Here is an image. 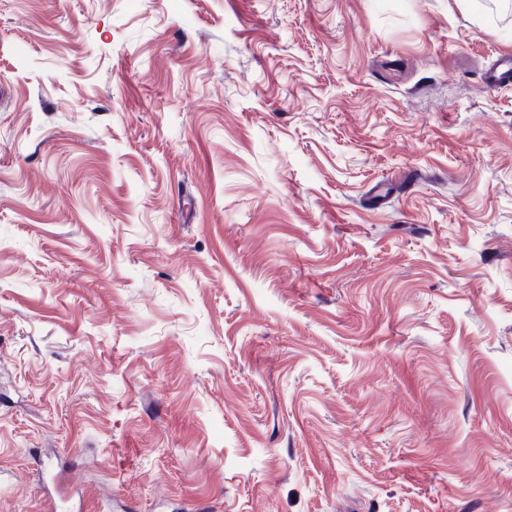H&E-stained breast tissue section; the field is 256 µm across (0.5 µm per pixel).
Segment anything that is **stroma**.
Instances as JSON below:
<instances>
[{
    "instance_id": "obj_1",
    "label": "stroma",
    "mask_w": 512,
    "mask_h": 512,
    "mask_svg": "<svg viewBox=\"0 0 512 512\" xmlns=\"http://www.w3.org/2000/svg\"><path fill=\"white\" fill-rule=\"evenodd\" d=\"M502 0H0V512H512Z\"/></svg>"
}]
</instances>
